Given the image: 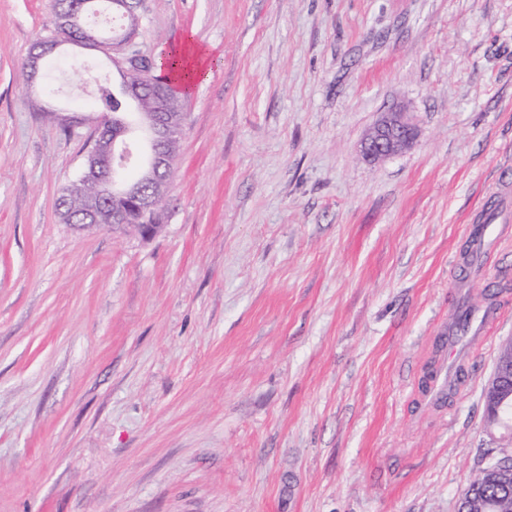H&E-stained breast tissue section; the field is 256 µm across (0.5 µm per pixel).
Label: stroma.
<instances>
[{"label":"stroma","mask_w":512,"mask_h":512,"mask_svg":"<svg viewBox=\"0 0 512 512\" xmlns=\"http://www.w3.org/2000/svg\"><path fill=\"white\" fill-rule=\"evenodd\" d=\"M53 11L0 0V512H457L512 448V239L456 268L512 166V0H141L142 49L211 52L149 240L60 220L118 72L66 45L28 82ZM399 105L414 143L365 161ZM498 319V311L495 307H486L473 316L469 317V338L478 339L484 336L486 329L490 324H493ZM511 355H512V345L510 343V344L505 345L503 350L500 352V358L511 357ZM510 382H511V393L505 399L501 398V392L505 388V386L507 384V380L502 379L497 376H494L488 386V388H489V404H490L491 409L495 412V414H493L491 416L492 420H496V421L500 420L501 413L508 409L505 402L507 401L508 398H512V357H511ZM488 388H487V391H488Z\"/></svg>","instance_id":"1"}]
</instances>
